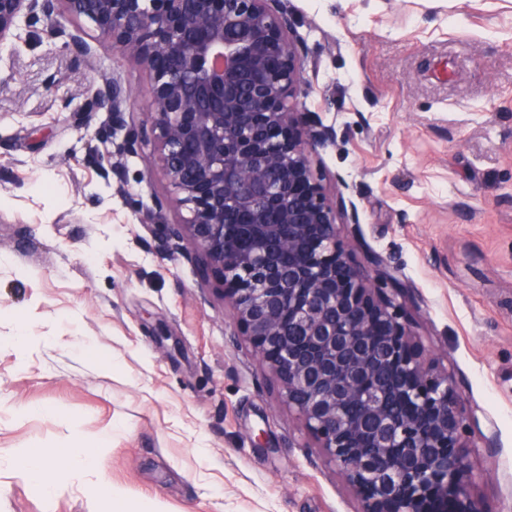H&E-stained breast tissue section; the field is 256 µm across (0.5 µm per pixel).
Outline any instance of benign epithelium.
Returning <instances> with one entry per match:
<instances>
[{
    "label": "benign epithelium",
    "instance_id": "7a95c632",
    "mask_svg": "<svg viewBox=\"0 0 512 512\" xmlns=\"http://www.w3.org/2000/svg\"><path fill=\"white\" fill-rule=\"evenodd\" d=\"M84 17L152 76L158 164L186 211L163 247L201 253L232 322L316 439L358 512H484L469 493L465 413L425 360L402 304L355 264L313 147L334 127L301 112L306 50L289 0H0V50L21 17ZM129 91L95 94L112 136ZM136 152L126 134L121 157ZM412 411L396 414L386 401Z\"/></svg>",
    "mask_w": 512,
    "mask_h": 512
}]
</instances>
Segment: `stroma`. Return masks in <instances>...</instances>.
<instances>
[{
  "instance_id": "stroma-1",
  "label": "stroma",
  "mask_w": 512,
  "mask_h": 512,
  "mask_svg": "<svg viewBox=\"0 0 512 512\" xmlns=\"http://www.w3.org/2000/svg\"><path fill=\"white\" fill-rule=\"evenodd\" d=\"M308 50L303 109L335 127L311 160L353 260L385 262L428 359L448 369L477 449L471 493L512 512V0H291ZM21 25L0 57V512H354L357 502L233 336L219 279L166 251L180 212L158 167L149 73L86 19ZM80 34L91 49L70 43ZM130 89L136 152L112 174L109 78ZM52 342L27 359L19 333ZM119 371L105 368L106 360ZM110 437L49 497L14 475L28 448Z\"/></svg>"
}]
</instances>
